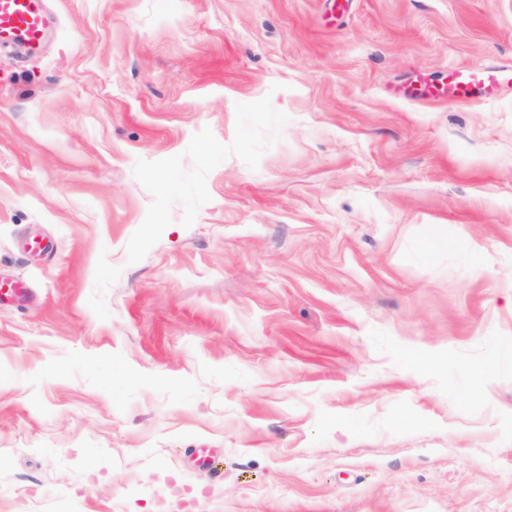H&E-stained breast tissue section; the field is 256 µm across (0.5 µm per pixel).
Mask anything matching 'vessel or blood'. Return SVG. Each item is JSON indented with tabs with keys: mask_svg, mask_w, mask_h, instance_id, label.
<instances>
[{
	"mask_svg": "<svg viewBox=\"0 0 512 512\" xmlns=\"http://www.w3.org/2000/svg\"><path fill=\"white\" fill-rule=\"evenodd\" d=\"M44 3L45 0H0V47L37 49L45 36ZM505 78L500 70L452 68L444 80L445 90L429 89L426 97L437 100L447 93L461 101L470 100Z\"/></svg>",
	"mask_w": 512,
	"mask_h": 512,
	"instance_id": "b4317fda",
	"label": "vessel or blood"
}]
</instances>
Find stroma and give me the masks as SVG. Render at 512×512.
<instances>
[{"label": "stroma", "mask_w": 512, "mask_h": 512, "mask_svg": "<svg viewBox=\"0 0 512 512\" xmlns=\"http://www.w3.org/2000/svg\"><path fill=\"white\" fill-rule=\"evenodd\" d=\"M0 49V512H512V0H48ZM51 243L45 254L24 239ZM506 79V74L500 70L451 68L444 83L446 92L460 101L477 98L484 89L498 84Z\"/></svg>", "instance_id": "stroma-1"}]
</instances>
